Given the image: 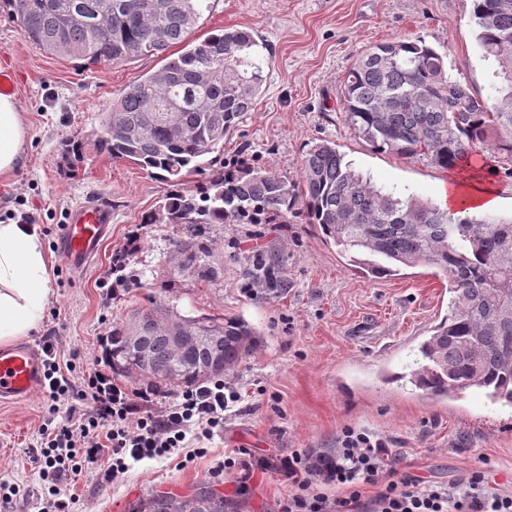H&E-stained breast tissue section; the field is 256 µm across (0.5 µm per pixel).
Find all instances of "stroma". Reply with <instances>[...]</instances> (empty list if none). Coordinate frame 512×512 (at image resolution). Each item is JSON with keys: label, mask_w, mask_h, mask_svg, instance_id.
I'll use <instances>...</instances> for the list:
<instances>
[{"label": "stroma", "mask_w": 512, "mask_h": 512, "mask_svg": "<svg viewBox=\"0 0 512 512\" xmlns=\"http://www.w3.org/2000/svg\"><path fill=\"white\" fill-rule=\"evenodd\" d=\"M11 13L0 0V69L16 76L14 102L26 137L22 165L0 177V218L22 215L38 226L51 273L47 307L27 341H52L77 382L103 360L113 325L144 306L240 317L261 335L254 353L223 376L242 398L225 412L206 456L187 465L181 449L132 463L110 482L89 470L70 489L74 512H130L150 494L199 485L222 494L228 512H277L291 488L269 462L308 448L333 449L348 426L384 438L400 473L411 478L446 487L481 469L512 491V408L469 390L433 401L408 380L420 342L448 313L447 279L424 267L363 275L311 224L210 225L203 243L211 277L180 271L171 245L180 227L148 221L169 184L113 160L99 144L102 112L160 67V58L112 66L52 54L25 38ZM227 27L258 35L266 82L253 110L225 137L224 161L296 184L309 145L327 139L384 191L441 203L447 170L380 151L344 121L339 86L370 45L419 37L473 94L491 100L502 85L476 39L472 0H216L194 37ZM478 159L498 198L493 216H512V169L489 150ZM90 196L111 207L112 228L98 259L76 272L59 257L56 239L68 212ZM260 254L280 257L285 285L243 293ZM47 418L38 391L0 404V484L27 490L24 512L42 508L31 456ZM237 448L250 451V473L212 478L225 452Z\"/></svg>", "instance_id": "stroma-1"}]
</instances>
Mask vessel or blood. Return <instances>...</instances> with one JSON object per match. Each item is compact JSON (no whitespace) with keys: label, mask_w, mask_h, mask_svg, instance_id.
Segmentation results:
<instances>
[{"label":"vessel or blood","mask_w":512,"mask_h":512,"mask_svg":"<svg viewBox=\"0 0 512 512\" xmlns=\"http://www.w3.org/2000/svg\"><path fill=\"white\" fill-rule=\"evenodd\" d=\"M111 221V208L94 197L70 212L56 247L73 270L83 269L99 254ZM43 381V350L39 345L21 342L0 347V402L24 401Z\"/></svg>","instance_id":"vessel-or-blood-1"}]
</instances>
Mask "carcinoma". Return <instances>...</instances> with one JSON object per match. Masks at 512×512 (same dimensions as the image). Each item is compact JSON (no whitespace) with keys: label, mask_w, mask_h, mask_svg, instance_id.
Returning a JSON list of instances; mask_svg holds the SVG:
<instances>
[{"label":"carcinoma","mask_w":512,"mask_h":512,"mask_svg":"<svg viewBox=\"0 0 512 512\" xmlns=\"http://www.w3.org/2000/svg\"><path fill=\"white\" fill-rule=\"evenodd\" d=\"M28 38L50 53L114 65L153 55L164 63L135 81L102 112L103 148L176 187L150 224H179L174 239L183 268L208 276V253L194 243L208 224H292L319 227L353 265L373 277L429 267L448 279V317L421 342L423 363L410 382L433 399L474 389L512 406V218L456 215L428 200L396 196L356 171L323 140L302 159L301 187L246 164L212 170L194 193L177 189L186 174L213 163L224 138L250 111L265 82L259 43L228 27L196 41L210 0H8ZM477 41L506 82L485 101L448 74L444 58L420 38L366 48L338 93L344 120L358 136L404 158L424 157L442 169L468 165L490 148L512 164V0H472ZM79 10L85 22L76 24ZM178 48L171 53L172 48ZM281 261L260 257L249 275L281 288ZM148 365L128 347V324L112 328V370L154 385L192 387L213 374L204 363L233 370L259 346V333L237 317L204 315L220 339L177 349L169 336L181 315L141 310ZM178 495L155 494L132 512H182ZM205 512H228L211 491Z\"/></svg>","instance_id":"obj_1"}]
</instances>
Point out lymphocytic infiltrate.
Instances as JSON below:
<instances>
[{"mask_svg": "<svg viewBox=\"0 0 512 512\" xmlns=\"http://www.w3.org/2000/svg\"><path fill=\"white\" fill-rule=\"evenodd\" d=\"M44 397L50 422L41 431L33 454L45 489L42 512H71L67 491L90 466L101 459L109 464L104 479L116 478L129 461L162 458L181 448L187 435L200 445L223 428L224 414L236 393L223 380L183 390L177 402L160 414L137 415V402H150L153 393L112 379L102 367L73 384L53 344H45ZM91 404V415H77L75 405ZM276 472L292 488L279 512H512V494L499 489L484 471H471L450 488L422 486L398 471V460L387 442L371 433L342 428L332 451L307 449L281 458ZM377 487L364 498L365 486ZM337 488L336 499L324 491Z\"/></svg>", "mask_w": 512, "mask_h": 512, "instance_id": "obj_1", "label": "lymphocytic infiltrate"}]
</instances>
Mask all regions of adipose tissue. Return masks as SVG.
Listing matches in <instances>:
<instances>
[{
    "label": "adipose tissue",
    "mask_w": 512,
    "mask_h": 512,
    "mask_svg": "<svg viewBox=\"0 0 512 512\" xmlns=\"http://www.w3.org/2000/svg\"><path fill=\"white\" fill-rule=\"evenodd\" d=\"M25 130L11 97L0 95V174L22 162ZM445 207L466 214L492 210L489 183L474 174H452L443 189ZM44 243L37 225L0 220V344L26 335L39 323L51 289Z\"/></svg>",
    "instance_id": "ef3b65f1"
}]
</instances>
